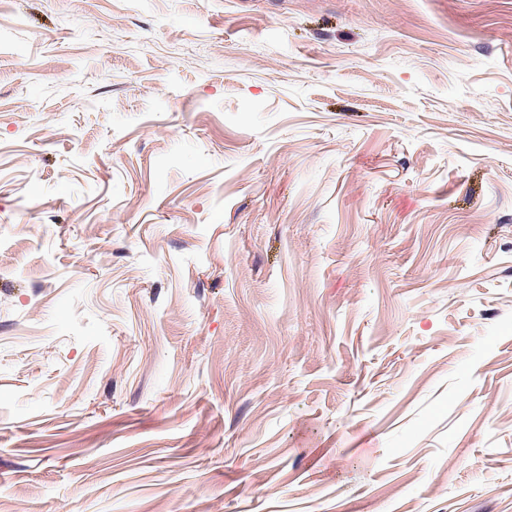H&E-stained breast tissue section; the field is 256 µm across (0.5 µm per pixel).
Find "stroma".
I'll return each mask as SVG.
<instances>
[{"mask_svg":"<svg viewBox=\"0 0 512 512\" xmlns=\"http://www.w3.org/2000/svg\"><path fill=\"white\" fill-rule=\"evenodd\" d=\"M0 42V512H512V0Z\"/></svg>","mask_w":512,"mask_h":512,"instance_id":"obj_1","label":"stroma"}]
</instances>
